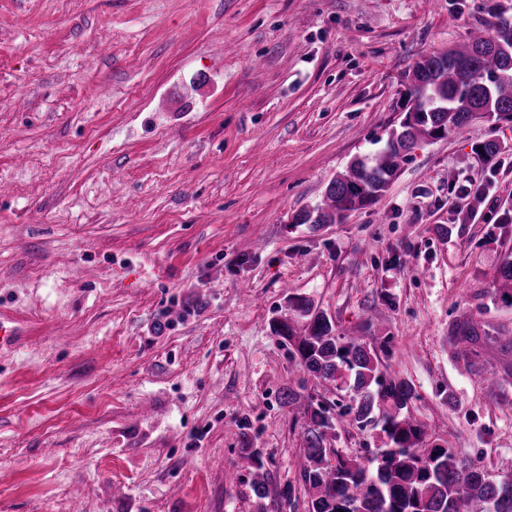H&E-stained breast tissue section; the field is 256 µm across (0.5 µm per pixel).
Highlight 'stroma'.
<instances>
[{
    "label": "stroma",
    "instance_id": "1",
    "mask_svg": "<svg viewBox=\"0 0 512 512\" xmlns=\"http://www.w3.org/2000/svg\"><path fill=\"white\" fill-rule=\"evenodd\" d=\"M512 0H0V512H275L306 376L271 330L310 298L415 389L428 442L512 478V350L457 354L512 254V123L416 145L375 204L295 216L398 124L421 55ZM493 139L501 152L477 151ZM487 184L480 205L459 184ZM379 429L336 423L371 456ZM451 330L453 336H455L458 354L467 361L470 367H478L480 363V354L476 350V347L481 339L500 343L501 346L507 350L512 347V337H510L509 340L503 341L499 335H494L489 330L485 329V325L471 314L463 315L461 318L457 319L452 325ZM492 336L497 337L492 338ZM243 451L253 462L254 470L252 471L250 487L257 498L265 499L269 494L271 474L265 467L262 452L258 448H244Z\"/></svg>",
    "mask_w": 512,
    "mask_h": 512
}]
</instances>
